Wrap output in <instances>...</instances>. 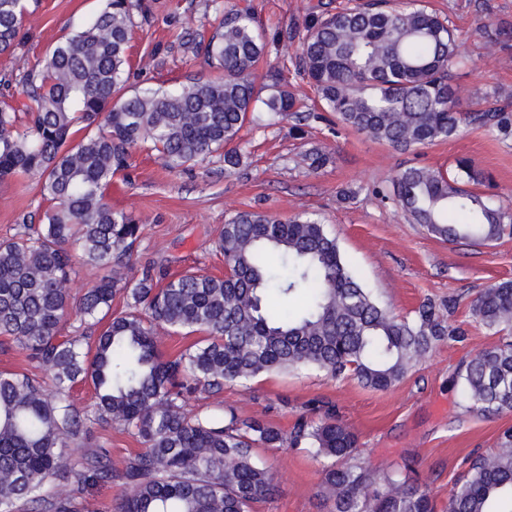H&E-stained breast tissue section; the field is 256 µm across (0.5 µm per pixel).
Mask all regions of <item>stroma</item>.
<instances>
[{"instance_id":"1","label":"stroma","mask_w":512,"mask_h":512,"mask_svg":"<svg viewBox=\"0 0 512 512\" xmlns=\"http://www.w3.org/2000/svg\"><path fill=\"white\" fill-rule=\"evenodd\" d=\"M143 0L135 13L131 40L134 90L177 87L218 78L204 59L202 43L223 10L250 11L266 32L265 55L252 71L260 96H267L268 74L281 71L289 90L307 93L292 59L303 27L313 15L342 8L347 0ZM449 16L462 34L460 52L467 65L454 83L462 107L482 108L512 101V40L496 42L483 26L512 30V0H428ZM103 6L102 0H41L21 28L11 54H0V102L19 96L24 68L32 66L61 39ZM237 146L241 163L227 168L214 156L176 172L164 169L156 154L134 151L128 170L116 174L104 196L113 209L131 214L142 226L126 268L140 277L146 266L171 275L201 271L220 276L224 257L215 248L218 229L239 211H266L289 219L315 214L335 236L359 282L397 315L410 318L420 303L435 302L450 311L451 325L464 336L440 343L406 377L385 391L364 387L351 377L330 378L316 369L271 373L241 384L229 382L218 394H194L189 407L216 412L232 407L245 416L266 419L290 431L300 417L321 404L337 414L359 438L356 456L381 470L397 471L427 487L439 512L473 451L493 448L512 414L485 417L469 408L461 394V374L480 348L498 337L476 319L470 302L489 285L512 280V238L493 243L449 244L413 223L399 208L381 203L372 190L389 187L409 166H450L472 159L489 173L488 188L512 204V139L484 128H468L456 138L401 151L365 135L317 121L297 130L292 119L272 125L247 124ZM319 149L329 156L321 169L308 166L305 154ZM43 204L37 177L22 175L0 185V238L18 224L37 221ZM458 298L449 310V298ZM104 448L113 472H121L139 450L136 438L118 424H91L72 444L70 454ZM271 466L276 490L255 512H327L319 495L323 460L304 448H261Z\"/></svg>"}]
</instances>
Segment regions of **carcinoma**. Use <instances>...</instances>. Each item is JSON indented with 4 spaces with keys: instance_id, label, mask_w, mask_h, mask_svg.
Here are the masks:
<instances>
[{
    "instance_id": "1",
    "label": "carcinoma",
    "mask_w": 512,
    "mask_h": 512,
    "mask_svg": "<svg viewBox=\"0 0 512 512\" xmlns=\"http://www.w3.org/2000/svg\"><path fill=\"white\" fill-rule=\"evenodd\" d=\"M26 2L0 0V54L14 51ZM140 9V0H104L23 71V93L34 106H0V184L36 176L49 202L38 223L0 240V337L45 372L38 380L0 371V512H77V497H56L51 484L72 471L66 450L93 421L117 423L143 444L117 475L105 450L82 457L78 484L118 478L127 487L115 512H252L275 491L274 473L258 462L256 448L286 442L328 460L320 496L330 512H437L427 488L358 462L357 434L329 409L298 422L286 438L233 408H187L198 389L218 394L228 381L309 367L385 390L438 343L463 335L434 302L421 303L411 320L395 316L363 288L321 221H284L265 211L225 220L216 239L224 275L158 280L146 269L130 279L123 269L141 225L112 209L104 189L137 149L156 153L170 171L217 153L226 166H238L232 144L255 112L298 126L333 112L346 128L410 150L456 137L464 126L512 138V108H459L458 35L426 0L400 8L391 0H348L313 16L295 54L296 73L314 94L313 112L279 74L259 97L250 70L267 41L244 10L225 12L204 48L224 78L128 94ZM489 180L460 158L452 168L408 167L389 190L373 193L444 242L487 244L512 229V208L477 190ZM77 263L103 276L75 302L66 285ZM118 292L127 311L109 317L98 335L63 333L74 312L102 322L98 315L111 310ZM471 309L494 333L512 330V281L484 289ZM161 329L203 338L166 358ZM78 384L93 387L91 414L71 400ZM463 397L488 415L512 412V341L475 353ZM447 512H512L511 425L499 430L494 448L466 461Z\"/></svg>"
}]
</instances>
